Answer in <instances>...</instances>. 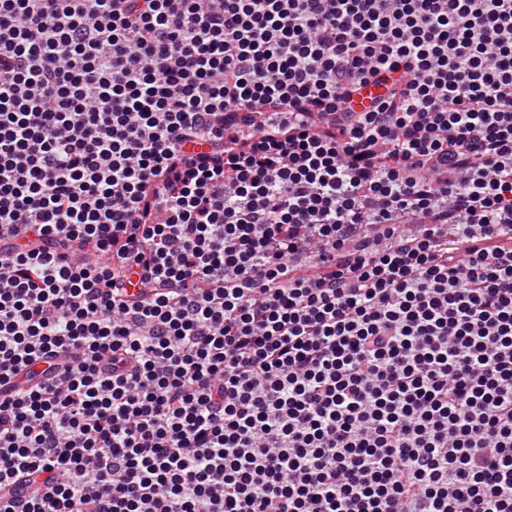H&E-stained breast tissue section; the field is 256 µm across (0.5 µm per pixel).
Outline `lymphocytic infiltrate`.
I'll list each match as a JSON object with an SVG mask.
<instances>
[{
  "label": "lymphocytic infiltrate",
  "instance_id": "obj_1",
  "mask_svg": "<svg viewBox=\"0 0 512 512\" xmlns=\"http://www.w3.org/2000/svg\"><path fill=\"white\" fill-rule=\"evenodd\" d=\"M0 512H512V0H0Z\"/></svg>",
  "mask_w": 512,
  "mask_h": 512
}]
</instances>
